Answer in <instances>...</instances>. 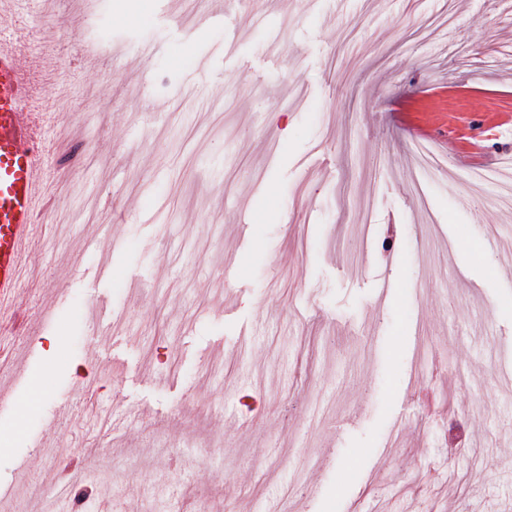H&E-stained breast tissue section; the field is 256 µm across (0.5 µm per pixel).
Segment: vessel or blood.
<instances>
[{"mask_svg":"<svg viewBox=\"0 0 512 512\" xmlns=\"http://www.w3.org/2000/svg\"><path fill=\"white\" fill-rule=\"evenodd\" d=\"M16 0H0V331L15 332L23 307L25 252L51 201L42 191L39 113L27 106L30 85L18 59L12 22Z\"/></svg>","mask_w":512,"mask_h":512,"instance_id":"vessel-or-blood-1","label":"vessel or blood"}]
</instances>
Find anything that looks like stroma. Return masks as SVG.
Masks as SVG:
<instances>
[{"label":"stroma","mask_w":512,"mask_h":512,"mask_svg":"<svg viewBox=\"0 0 512 512\" xmlns=\"http://www.w3.org/2000/svg\"><path fill=\"white\" fill-rule=\"evenodd\" d=\"M49 21L21 61L61 60L43 96L70 105L44 129L89 153L38 232L34 336L10 343L0 512H37L85 455L93 512H512V278L489 234L512 212L469 179L512 158V8L94 0ZM103 224L119 245L88 250ZM76 383L92 402L69 410Z\"/></svg>","instance_id":"obj_1"}]
</instances>
